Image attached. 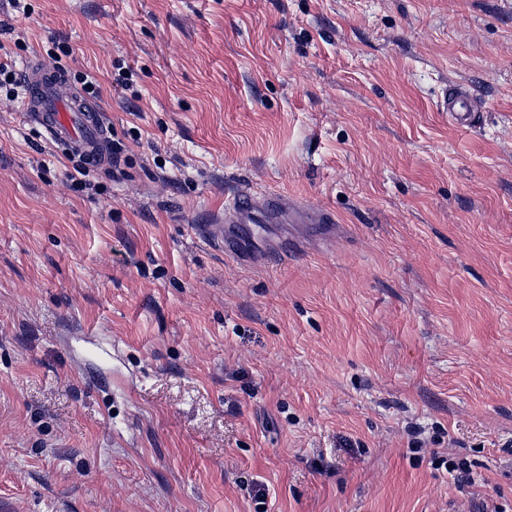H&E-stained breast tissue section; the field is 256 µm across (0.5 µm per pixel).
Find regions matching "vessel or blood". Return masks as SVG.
I'll return each instance as SVG.
<instances>
[{
	"instance_id": "obj_1",
	"label": "vessel or blood",
	"mask_w": 512,
	"mask_h": 512,
	"mask_svg": "<svg viewBox=\"0 0 512 512\" xmlns=\"http://www.w3.org/2000/svg\"><path fill=\"white\" fill-rule=\"evenodd\" d=\"M24 87L28 118L37 123L52 142L91 158L103 157L107 127L102 114L71 96L64 78L32 67L25 73ZM437 108L460 127L475 126L480 118L477 100L459 86L446 92ZM198 233L222 248L226 255L242 258L237 242L225 232L223 225L206 224L199 227Z\"/></svg>"
}]
</instances>
